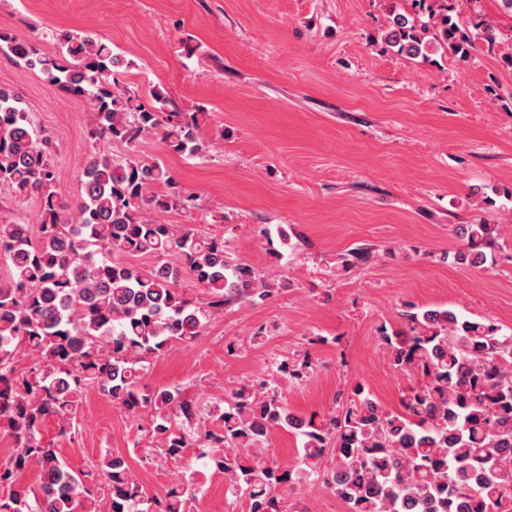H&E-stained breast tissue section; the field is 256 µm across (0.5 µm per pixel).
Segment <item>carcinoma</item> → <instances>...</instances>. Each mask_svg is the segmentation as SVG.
I'll return each instance as SVG.
<instances>
[{
	"instance_id": "cac0c4a2",
	"label": "carcinoma",
	"mask_w": 512,
	"mask_h": 512,
	"mask_svg": "<svg viewBox=\"0 0 512 512\" xmlns=\"http://www.w3.org/2000/svg\"><path fill=\"white\" fill-rule=\"evenodd\" d=\"M395 14L385 41L411 59L439 50L466 57L472 45L448 0H411ZM57 50L40 52L27 38L0 31V52L39 73L60 92L88 105L92 153L81 195L68 204L56 186L51 140L38 131L20 95L0 87V185L14 198L40 199V235L30 225L0 221V430L14 452L0 462V512H191L200 472L150 496L121 454L97 464L101 492L88 488L59 449L44 442L54 418L71 432L79 394L91 385L129 414L147 420L154 452L173 459L198 445V457L224 475L226 493L248 512H288L283 486L322 481L346 512H512V334L488 320L450 309L408 310L407 330H381L394 364L423 379L389 411L356 384L340 409L299 416L269 387L241 385L224 408L207 409L179 388L142 383L143 363L174 342L192 343L224 310L275 292L270 273L232 257L223 231L202 233L161 216L190 212L168 168L137 154L156 129L173 152L207 149L198 113L164 111L165 97L147 106L117 78L124 59L91 33L53 36ZM128 147L116 158L97 145ZM490 224L460 227L458 262L492 260ZM152 257L143 271L115 259ZM375 259L368 247L342 258L345 267ZM191 277L202 291L187 296ZM39 356L17 372L21 348ZM300 439L297 464L267 458L276 429ZM32 468L39 482L22 486Z\"/></svg>"
}]
</instances>
